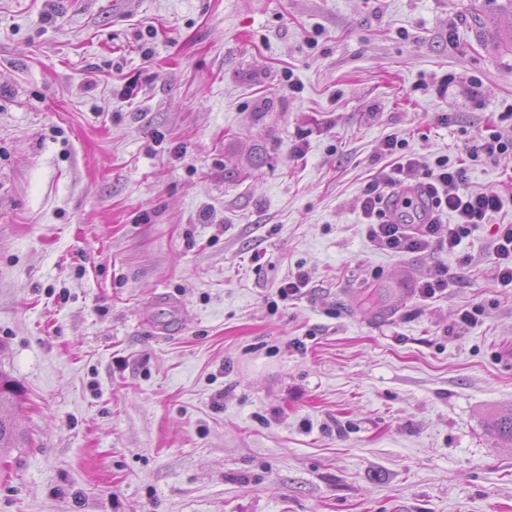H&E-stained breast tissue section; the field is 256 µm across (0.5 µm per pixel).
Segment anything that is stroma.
Segmentation results:
<instances>
[{
    "mask_svg": "<svg viewBox=\"0 0 512 512\" xmlns=\"http://www.w3.org/2000/svg\"><path fill=\"white\" fill-rule=\"evenodd\" d=\"M483 4L0 0V512H512V152L468 160L504 206L454 252L359 208L385 137L512 131ZM493 255L498 283L504 288H512V224L498 225ZM19 392L15 383L0 374V450L17 448L24 439L14 417L2 415L3 409L15 408Z\"/></svg>",
    "mask_w": 512,
    "mask_h": 512,
    "instance_id": "stroma-1",
    "label": "stroma"
}]
</instances>
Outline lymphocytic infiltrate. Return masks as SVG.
Wrapping results in <instances>:
<instances>
[{"instance_id":"1","label":"lymphocytic infiltrate","mask_w":512,"mask_h":512,"mask_svg":"<svg viewBox=\"0 0 512 512\" xmlns=\"http://www.w3.org/2000/svg\"><path fill=\"white\" fill-rule=\"evenodd\" d=\"M385 152L388 164L384 183L395 185L416 178L427 196L430 210L427 222L422 224L387 219L380 184L366 185L361 200L366 235L392 253L454 251L472 227L486 223L503 207L498 193L465 190L467 169L460 161L445 155L430 163L422 161L415 153L407 151L405 142L394 137L387 138ZM448 213L454 214V223L445 222L444 216Z\"/></svg>"}]
</instances>
